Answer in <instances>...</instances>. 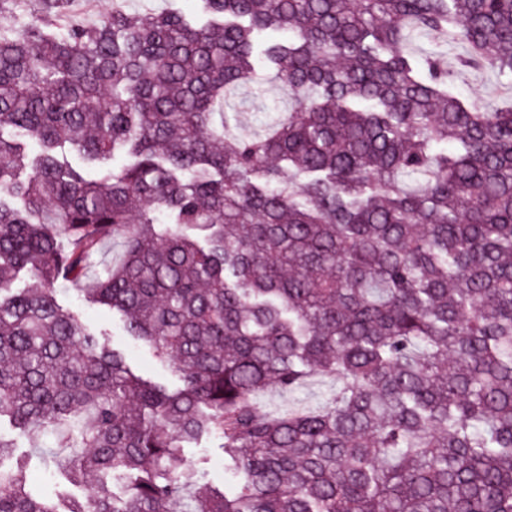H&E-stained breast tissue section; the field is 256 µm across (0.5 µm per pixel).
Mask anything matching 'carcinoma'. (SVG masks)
Here are the masks:
<instances>
[{"label": "carcinoma", "mask_w": 512, "mask_h": 512, "mask_svg": "<svg viewBox=\"0 0 512 512\" xmlns=\"http://www.w3.org/2000/svg\"><path fill=\"white\" fill-rule=\"evenodd\" d=\"M39 2L0 24V416L61 429L56 465L101 481L60 510L0 467V512H512V103L461 100L444 51L512 78V0H112L65 33L71 0ZM268 83L296 109L239 132L229 99ZM312 376L336 382L317 409L256 403ZM212 434L233 495L184 458ZM58 300L65 308L72 310L82 325L98 335L113 349L119 351L131 369L144 378L151 379L169 388L181 384L179 378L160 361L148 346L127 336L120 314L88 303L67 286H58Z\"/></svg>", "instance_id": "cac0c4a2"}]
</instances>
